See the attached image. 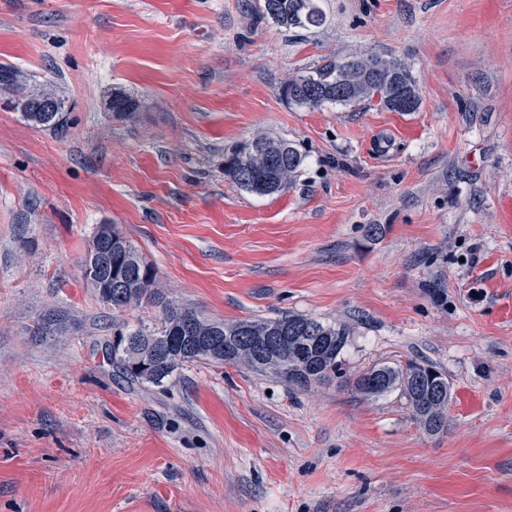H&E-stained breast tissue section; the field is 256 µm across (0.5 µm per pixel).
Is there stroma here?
<instances>
[{"instance_id": "obj_1", "label": "stroma", "mask_w": 512, "mask_h": 512, "mask_svg": "<svg viewBox=\"0 0 512 512\" xmlns=\"http://www.w3.org/2000/svg\"><path fill=\"white\" fill-rule=\"evenodd\" d=\"M258 5L0 0V63L72 103L60 136L0 91V512H512V0H319L310 30ZM356 51L406 62L418 111L283 96ZM257 134L304 157L283 192L224 174ZM99 224L206 318L345 325L339 375L128 382L108 345L159 311L87 286ZM411 360L448 377L443 432L351 388ZM139 102L122 91H114L109 109L112 110V117L117 121L133 119L139 109Z\"/></svg>"}]
</instances>
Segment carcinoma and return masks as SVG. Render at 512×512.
Masks as SVG:
<instances>
[{
    "label": "carcinoma",
    "mask_w": 512,
    "mask_h": 512,
    "mask_svg": "<svg viewBox=\"0 0 512 512\" xmlns=\"http://www.w3.org/2000/svg\"><path fill=\"white\" fill-rule=\"evenodd\" d=\"M260 13L286 29H309L324 22L317 0H262ZM0 89L10 94L6 105L21 113L25 121L60 136L67 133L68 96L62 88L39 83L17 67L1 63ZM282 93L288 101L312 109L376 101L390 112H415L421 103L410 67L372 53L331 60L312 73L290 76L283 83ZM109 109L113 119L131 120L139 102L117 90L112 93ZM302 164V154L292 145L256 135L233 146L224 162V173L243 190L271 195L287 188ZM81 270L102 304L118 310L143 304L159 309L158 322H141L119 332L109 344L123 376L135 384L160 387L180 367L194 362L242 365L304 391L339 374L341 355L349 342L347 327L290 314L231 323L205 318L156 287L154 267L114 224H100L94 229ZM309 321L319 326L326 336L325 343L317 345L297 336L266 360L255 356L256 347L266 337ZM366 378L374 379L376 385H365ZM353 389L367 397L397 390L426 432L440 433L447 426L448 379L429 363L376 365L354 380Z\"/></svg>",
    "instance_id": "obj_1"
}]
</instances>
